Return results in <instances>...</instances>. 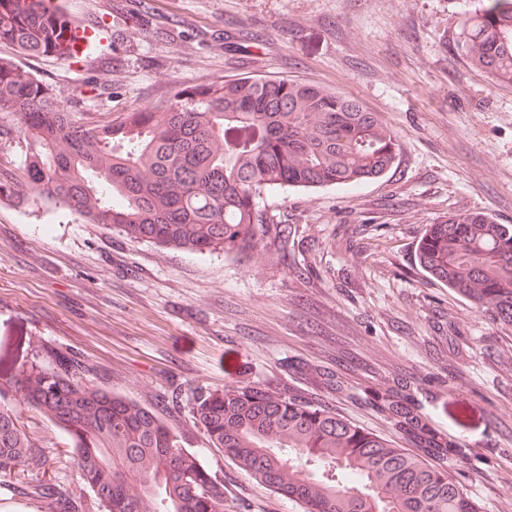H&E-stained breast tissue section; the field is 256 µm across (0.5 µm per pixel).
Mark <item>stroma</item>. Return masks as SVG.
<instances>
[{"label": "stroma", "instance_id": "stroma-1", "mask_svg": "<svg viewBox=\"0 0 512 512\" xmlns=\"http://www.w3.org/2000/svg\"><path fill=\"white\" fill-rule=\"evenodd\" d=\"M85 26L93 52L26 57L0 43V59L50 85L68 112L109 120L152 107L175 85L230 77L299 79L358 98L399 140L385 178L357 188L267 194L268 223L292 232L287 251L263 257L189 253L86 224L47 200H0V349L26 336L53 367L72 359L84 382L153 407L186 447L224 480L237 512H301L241 472L193 427L194 397L241 381L276 386L282 366L334 367L344 342L361 386L399 364L431 371L449 341L460 375L425 406L495 461L454 477L481 512H512V391L499 392L496 353L512 352V327L493 323L426 280L415 245L451 212L482 211L512 224V85L492 83L458 46L459 20L478 0H57ZM310 266L311 281L293 269ZM298 391L350 422L404 442L349 399ZM22 416L53 483L80 492L61 431Z\"/></svg>", "mask_w": 512, "mask_h": 512}]
</instances>
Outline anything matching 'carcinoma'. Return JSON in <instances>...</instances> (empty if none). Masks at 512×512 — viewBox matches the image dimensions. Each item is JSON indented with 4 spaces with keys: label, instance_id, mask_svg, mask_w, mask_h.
<instances>
[{
    "label": "carcinoma",
    "instance_id": "1",
    "mask_svg": "<svg viewBox=\"0 0 512 512\" xmlns=\"http://www.w3.org/2000/svg\"><path fill=\"white\" fill-rule=\"evenodd\" d=\"M48 0H0V42L25 56L56 54L75 21ZM470 65L512 85V0H484L460 22ZM0 154L26 142L20 165L0 174V195H37L88 224L189 252L260 251L288 244V226L266 224L258 200L276 190L357 187L387 174L399 143L390 125L353 97L297 80L244 77L208 87H175L151 108L87 122L66 111L52 88L0 60ZM419 267L489 318L512 326V224L482 211L428 224L415 246ZM62 359L47 367L25 339L0 354V396L12 393L71 441L84 504L51 483L23 482L18 495L52 512H224V480L184 447L182 435L150 407L84 383ZM355 364L299 361L320 389L350 397L386 420L409 447L359 427L292 386L236 382L194 399L193 423L210 447L240 470L297 502L303 512H480L452 471L479 454L436 427L424 403L447 392L441 366L426 378L395 369L352 391ZM17 410L0 405V478L45 468Z\"/></svg>",
    "mask_w": 512,
    "mask_h": 512
}]
</instances>
